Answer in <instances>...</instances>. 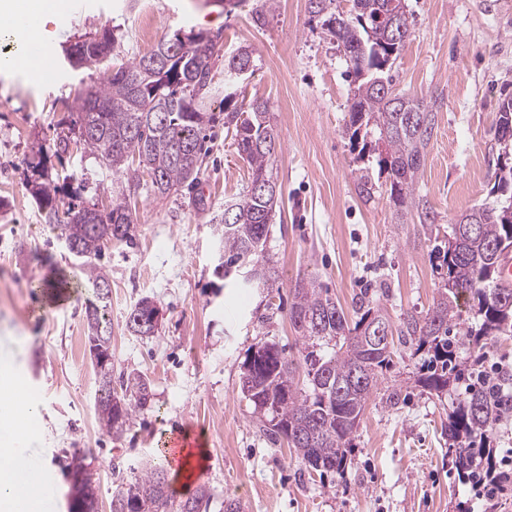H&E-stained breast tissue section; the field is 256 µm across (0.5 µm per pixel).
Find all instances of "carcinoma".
<instances>
[{
	"label": "carcinoma",
	"instance_id": "carcinoma-1",
	"mask_svg": "<svg viewBox=\"0 0 512 512\" xmlns=\"http://www.w3.org/2000/svg\"><path fill=\"white\" fill-rule=\"evenodd\" d=\"M335 0H309L311 13L321 18L322 27L343 49L351 89L350 117L343 134L348 136L357 160L377 154L379 169L387 174L390 198L396 211L417 214L426 240L440 267L446 269L432 306L423 316L407 315L398 335L424 355L418 383L436 394L448 391L460 381L459 341L452 337L460 318L459 300L471 301L473 321L457 335L477 346L488 336L512 333V286L503 285L502 254L512 251V96L498 103L495 141L498 161L493 173L491 205L482 204L459 216L440 234L436 215L417 194L416 186L424 166L427 148L434 136L437 113L424 98L393 92L392 66L411 37L406 0H350L344 11ZM173 37L160 41L153 51L113 68L103 84L79 90L74 97L76 119L59 148L67 151L75 139L86 153L102 158L114 173L130 170V161L144 163L151 191L166 198L183 184H195L203 163L202 132L215 121L203 108L214 79L212 60L191 47L173 51ZM114 46L108 28L66 49L74 68L97 67ZM254 67V50L243 46L224 59L225 76L237 79ZM225 124L233 126L238 154L251 171L249 183L235 200L224 207L221 243L224 248V278L240 276L239 267L248 263L256 279L250 288H271L278 278L266 257L270 220L282 196L272 175L276 140L266 102L254 100L247 111H228ZM49 156L36 145L32 168L38 179L28 183L39 202L44 222L59 236L79 247L80 268L92 284L94 300L85 312L87 341L105 349L111 345L106 316L108 299L102 296L106 278L93 260L110 242L133 240L132 219L127 203L116 198L104 216L89 218L84 203L69 201L64 211L59 203L67 196L73 175L48 174ZM359 195L373 194L369 168L357 170ZM288 316L295 332L310 351L303 355L307 382L294 381V362L274 342L255 345L243 364L241 393L264 417L263 430L283 437L299 463L309 472L325 474L346 465L352 452V436L369 398L378 390L380 379L393 366V343L375 338L380 326L389 321L376 305L374 290L360 292L354 306L355 318L314 280L296 282ZM150 298L141 299L128 314L126 327L135 336H152ZM97 418L107 432L118 436L133 412L146 405L149 386L140 376L122 380L121 391L112 387V363L97 367ZM512 383V374L502 373L488 384L471 387L458 399L448 415V438L456 442V463L460 471L473 470L475 449L470 443L490 441L499 419L512 414L509 402L497 393L496 385ZM210 497L199 487L179 503L168 493L162 457L143 476L119 482L112 491V512H201Z\"/></svg>",
	"mask_w": 512,
	"mask_h": 512
}]
</instances>
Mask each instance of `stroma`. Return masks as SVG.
Returning <instances> with one entry per match:
<instances>
[{
  "mask_svg": "<svg viewBox=\"0 0 512 512\" xmlns=\"http://www.w3.org/2000/svg\"><path fill=\"white\" fill-rule=\"evenodd\" d=\"M79 13L61 12L45 25L54 66L49 74H0V362L29 383L39 412L28 452L43 460L52 512H68L73 454L92 475L98 512H111L112 491L154 465L163 435L203 442L206 467L192 480L167 475L173 500L207 486L206 512L226 500L244 512H512V491L475 500L448 447V414L463 384L446 394L415 382L422 363L395 343L394 365L368 401L344 470L303 472L286 440L270 441L240 390L243 363L254 345L278 344L307 379L305 345L288 319L291 290L313 279L351 311L363 288L391 327L407 313L424 314L441 280L432 245L416 214L397 223L386 175H374L371 199L355 188L356 154L343 133L352 77L345 58L311 17L308 0H242L224 10L216 0H85ZM412 37L393 67V90L434 101L437 128L417 191L440 227L488 202L496 167L498 101L512 95V0H407ZM112 29L114 64L142 56L141 43L176 30L220 36L225 53L252 47L254 72L215 87L205 101L215 121L205 131L208 153L198 184L164 199L145 182L112 173L94 156L69 149L50 170L72 175L82 201L109 209L124 193L133 244H112L95 264L110 285L112 377L141 376L150 397L121 436L101 428L95 412L96 369L85 339L91 289L56 231L44 224L27 189L35 174L32 148L55 145L71 119L65 102L102 83L101 68H74L63 49L78 37ZM233 106L267 103L277 135L274 163L282 199L270 224L267 255L280 275L271 296L218 280L219 242L212 219L249 177L224 123V95ZM78 289L57 297L60 278ZM150 297L163 311L155 335H132L131 308ZM402 400L385 402L388 389Z\"/></svg>",
  "mask_w": 512,
  "mask_h": 512,
  "instance_id": "obj_1",
  "label": "stroma"
}]
</instances>
